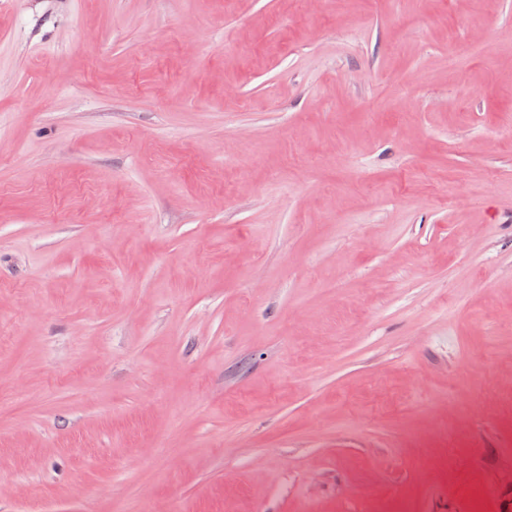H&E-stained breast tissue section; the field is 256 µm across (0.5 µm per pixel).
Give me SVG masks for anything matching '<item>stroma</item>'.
<instances>
[{"label":"stroma","instance_id":"stroma-1","mask_svg":"<svg viewBox=\"0 0 512 512\" xmlns=\"http://www.w3.org/2000/svg\"><path fill=\"white\" fill-rule=\"evenodd\" d=\"M512 507V0H0V512Z\"/></svg>","mask_w":512,"mask_h":512}]
</instances>
